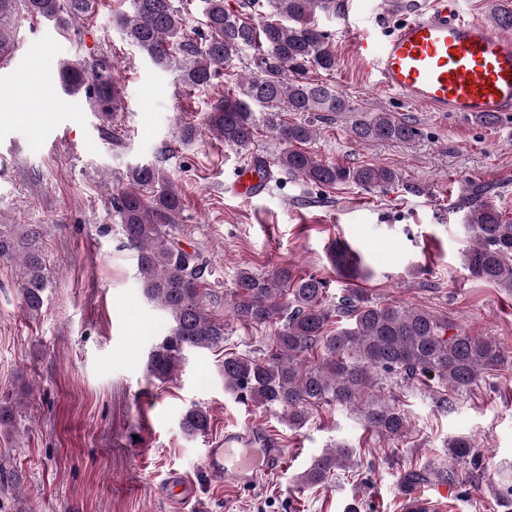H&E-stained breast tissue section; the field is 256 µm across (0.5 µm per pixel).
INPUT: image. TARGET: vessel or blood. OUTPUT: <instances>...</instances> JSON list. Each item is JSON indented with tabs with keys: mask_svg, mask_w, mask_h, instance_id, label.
Here are the masks:
<instances>
[{
	"mask_svg": "<svg viewBox=\"0 0 512 512\" xmlns=\"http://www.w3.org/2000/svg\"><path fill=\"white\" fill-rule=\"evenodd\" d=\"M394 15L398 24L388 25ZM354 48L365 69L405 103L469 120L512 113V36L466 18L462 0H388L386 11L355 32ZM267 186L255 168L241 176L248 197L261 196ZM283 464L281 449L264 434L231 431L209 449L205 472L211 482L246 487L258 473ZM162 491L181 503L194 497L191 484L177 474Z\"/></svg>",
	"mask_w": 512,
	"mask_h": 512,
	"instance_id": "obj_1",
	"label": "vessel or blood"
}]
</instances>
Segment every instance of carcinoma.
I'll use <instances>...</instances> for the list:
<instances>
[{"mask_svg": "<svg viewBox=\"0 0 512 512\" xmlns=\"http://www.w3.org/2000/svg\"><path fill=\"white\" fill-rule=\"evenodd\" d=\"M129 10L114 22L125 40L155 65L177 72L192 91L208 89L223 75L224 65L247 47L257 54L252 72L240 76L236 90L224 93L204 114L206 126L265 172L266 161L252 151L258 123L278 144L281 170L308 184L333 188L353 184L375 189L398 181L396 171L375 164L344 166L326 162L307 145L317 135L311 120L288 122L284 112L317 113L330 120L350 113L348 131L358 144L404 143L418 134L412 121L394 112H373L351 106L347 97L308 74L336 68V52L315 22L318 12L336 13V0H242L239 10L224 9V0H202L197 36L185 34L184 0H128ZM93 0H0V53L14 42L12 17L22 11L37 21L70 27L89 19ZM112 61L102 54L91 60L62 64L58 80L68 95L84 93L90 109L105 117L119 110L118 84ZM492 187L479 181L464 185L458 210L471 239L463 253L464 267L481 281L512 293V218L488 201ZM112 206L134 251L136 279L144 299L161 310L168 332L156 339L146 372L164 384L173 378L185 356L195 351H221L217 373L224 392L239 402L252 401L274 410L292 428L306 424L312 407L338 405L359 415L365 427L395 438L406 433L410 418L381 394L388 383L427 381L435 384L436 407L455 409L458 396L478 385L485 374L512 364V356L495 340L459 330L448 335V319L401 305L379 304L360 288H345L330 300L329 282L313 274L296 276L280 268L267 276L238 273L228 302L233 320L246 326L275 328L269 344L249 355L224 352V319L215 317L208 300L215 275L212 260L187 249L177 233L182 193L153 162L136 163L112 186ZM330 259L341 276L358 272L361 260L345 246H335ZM0 262L19 269V295L26 314L41 313L49 278L35 229L0 224ZM12 396L0 397V434L16 429ZM210 414L202 406L188 408L180 429L203 437ZM454 466L437 471L444 481L478 471L472 444L462 438L448 443ZM353 450L331 443L297 477L302 487L329 482L347 466Z\"/></svg>", "mask_w": 512, "mask_h": 512, "instance_id": "cac0c4a2", "label": "carcinoma"}]
</instances>
